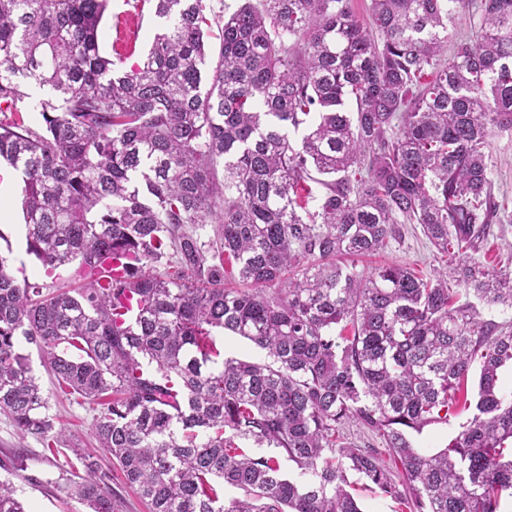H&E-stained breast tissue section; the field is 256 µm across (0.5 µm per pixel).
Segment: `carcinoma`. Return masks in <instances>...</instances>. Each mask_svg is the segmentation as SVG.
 <instances>
[{"label":"carcinoma","instance_id":"obj_1","mask_svg":"<svg viewBox=\"0 0 512 512\" xmlns=\"http://www.w3.org/2000/svg\"><path fill=\"white\" fill-rule=\"evenodd\" d=\"M107 2L0 0V159L23 174L26 252L81 280L20 283L0 255V413L18 437L53 455L63 441L24 341L100 406V450L151 512H362L349 471L408 512H502L512 319L469 298L512 310V268L477 256L512 204L483 152L512 130V0H371L368 27L351 0H246L215 57L202 0H135L166 25L128 69L99 50ZM461 11L477 40L445 59ZM32 82L51 90L38 129L16 107ZM401 224L422 225L444 271L357 269ZM107 258L121 274L101 280ZM216 329L265 358L221 357ZM458 405L472 417L444 448L413 445ZM350 421L395 468L341 441ZM73 453L64 490L116 512L98 459ZM226 485L242 496L222 503ZM0 512H26L6 481Z\"/></svg>","mask_w":512,"mask_h":512}]
</instances>
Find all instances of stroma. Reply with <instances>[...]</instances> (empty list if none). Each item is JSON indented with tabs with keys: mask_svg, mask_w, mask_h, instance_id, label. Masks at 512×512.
Segmentation results:
<instances>
[{
	"mask_svg": "<svg viewBox=\"0 0 512 512\" xmlns=\"http://www.w3.org/2000/svg\"><path fill=\"white\" fill-rule=\"evenodd\" d=\"M485 153L495 192L512 194V131L489 137ZM20 183L17 172L8 165L0 166V206L5 207L8 214L6 221L0 223V251L8 252L16 277L33 280L41 278L42 272L39 262L26 252L24 219L18 198ZM389 263L411 268L425 278L432 277L441 266L435 248L416 225L404 226L396 240L390 241L381 253L364 259L361 266L369 270ZM20 349L29 358L48 399L49 413L56 427L64 430L70 451L54 461L45 459L41 444L31 438L19 439L11 420L0 413V455L20 450L29 456L26 471L11 477L1 471L0 479H10L27 512H87L85 505L53 487L52 482L60 469H79L77 453L98 455L92 431L95 407L60 392L54 378L43 367L34 345L24 343Z\"/></svg>",
	"mask_w": 512,
	"mask_h": 512,
	"instance_id": "obj_1",
	"label": "stroma"
}]
</instances>
